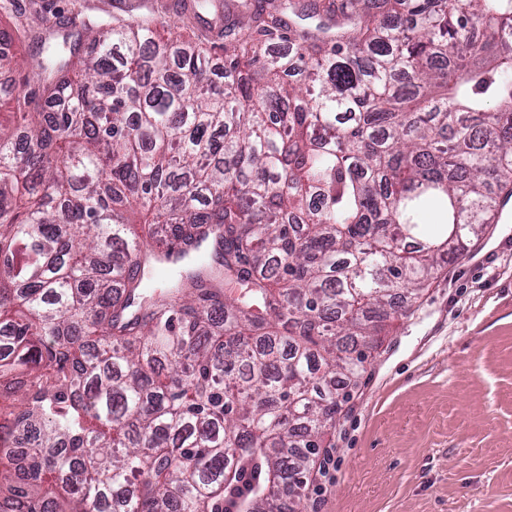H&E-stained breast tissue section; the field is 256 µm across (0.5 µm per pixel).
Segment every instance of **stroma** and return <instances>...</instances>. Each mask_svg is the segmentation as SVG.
<instances>
[{
	"label": "stroma",
	"instance_id": "1",
	"mask_svg": "<svg viewBox=\"0 0 512 512\" xmlns=\"http://www.w3.org/2000/svg\"><path fill=\"white\" fill-rule=\"evenodd\" d=\"M180 2L0 0V31ZM326 446L303 512H512V212L393 321Z\"/></svg>",
	"mask_w": 512,
	"mask_h": 512
}]
</instances>
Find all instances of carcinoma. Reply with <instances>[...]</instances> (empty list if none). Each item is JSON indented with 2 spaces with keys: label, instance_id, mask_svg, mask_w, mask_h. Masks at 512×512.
I'll list each match as a JSON object with an SVG mask.
<instances>
[{
  "label": "carcinoma",
  "instance_id": "obj_1",
  "mask_svg": "<svg viewBox=\"0 0 512 512\" xmlns=\"http://www.w3.org/2000/svg\"><path fill=\"white\" fill-rule=\"evenodd\" d=\"M218 36L40 37L0 127V512H300L398 298L512 195V0H255Z\"/></svg>",
  "mask_w": 512,
  "mask_h": 512
}]
</instances>
